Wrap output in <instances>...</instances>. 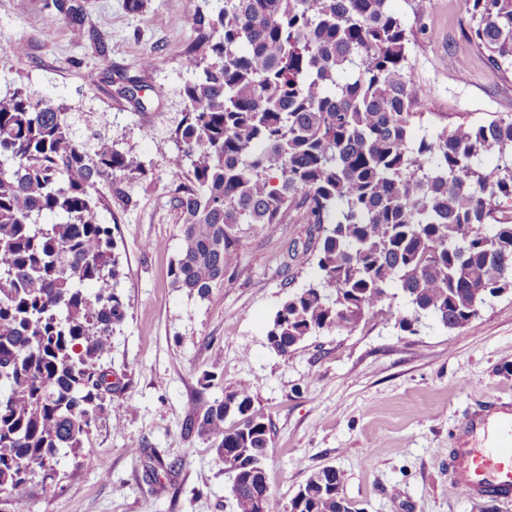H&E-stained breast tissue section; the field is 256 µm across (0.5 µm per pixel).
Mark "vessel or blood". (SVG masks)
<instances>
[{"label": "vessel or blood", "instance_id": "b4317fda", "mask_svg": "<svg viewBox=\"0 0 512 512\" xmlns=\"http://www.w3.org/2000/svg\"><path fill=\"white\" fill-rule=\"evenodd\" d=\"M453 489L475 501L512 499V409L496 407L465 419L449 451Z\"/></svg>", "mask_w": 512, "mask_h": 512}]
</instances>
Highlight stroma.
Wrapping results in <instances>:
<instances>
[{"label":"stroma","instance_id":"obj_1","mask_svg":"<svg viewBox=\"0 0 512 512\" xmlns=\"http://www.w3.org/2000/svg\"><path fill=\"white\" fill-rule=\"evenodd\" d=\"M200 0H82L83 26L105 52L75 38L51 0H0V88L32 89L91 112L121 148L151 166L134 200L102 211L122 255L127 303L112 334V389L82 448L64 457L45 496L41 475L0 492V512H234L230 480L190 422L225 392L248 386L269 419L271 512H283L311 472L334 467L363 512H512V501L474 502L451 490L448 453L466 415L512 401V295L491 301L470 325L401 331L387 313L353 331H326L280 355L268 325L289 292L315 277L303 210L286 223L245 231L224 280L205 299L173 288L169 267L181 225L166 168V130L176 114L179 61ZM392 8L413 28L409 62L428 92L416 134L512 113V74H496L467 37L463 0H406ZM26 52L15 58L10 42ZM151 70H140L146 55ZM137 79L144 108L119 95ZM154 137H147V130ZM108 464V476L90 460Z\"/></svg>","mask_w":512,"mask_h":512}]
</instances>
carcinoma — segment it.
Wrapping results in <instances>:
<instances>
[{
	"label": "carcinoma",
	"mask_w": 512,
	"mask_h": 512,
	"mask_svg": "<svg viewBox=\"0 0 512 512\" xmlns=\"http://www.w3.org/2000/svg\"><path fill=\"white\" fill-rule=\"evenodd\" d=\"M464 3L470 39L507 72L512 0ZM52 5L104 51L79 0ZM188 23L166 160L180 180L176 288L209 297L242 226L302 208L316 276L269 324L280 355L378 309L411 333L428 321L463 328L512 293V115L415 137L427 91L409 64L414 31L389 0H201ZM79 122L66 101L22 83L0 97V491L82 448L126 316L99 185L131 206L125 180L153 172ZM191 426L220 459L226 448L269 458L270 426L246 386ZM342 486L336 468L314 471L284 512H360ZM233 499L235 512H256L249 488Z\"/></svg>",
	"instance_id": "carcinoma-1"
}]
</instances>
